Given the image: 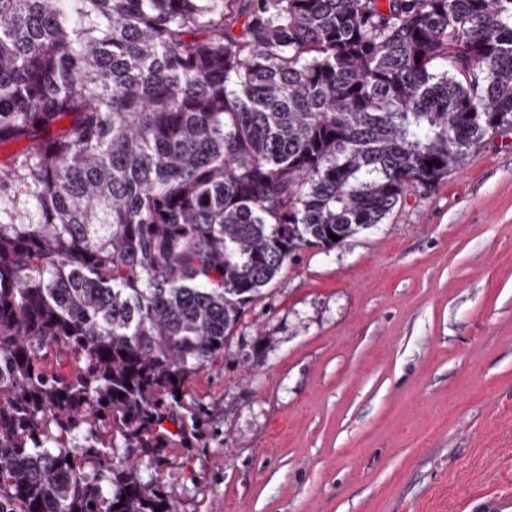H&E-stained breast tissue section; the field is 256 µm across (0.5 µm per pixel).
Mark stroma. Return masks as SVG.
<instances>
[{
	"label": "stroma",
	"mask_w": 512,
	"mask_h": 512,
	"mask_svg": "<svg viewBox=\"0 0 512 512\" xmlns=\"http://www.w3.org/2000/svg\"><path fill=\"white\" fill-rule=\"evenodd\" d=\"M177 512H512V128L333 250L306 246L191 381Z\"/></svg>",
	"instance_id": "stroma-1"
}]
</instances>
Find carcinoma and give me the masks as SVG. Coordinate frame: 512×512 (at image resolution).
<instances>
[{
    "instance_id": "cac0c4a2",
    "label": "carcinoma",
    "mask_w": 512,
    "mask_h": 512,
    "mask_svg": "<svg viewBox=\"0 0 512 512\" xmlns=\"http://www.w3.org/2000/svg\"><path fill=\"white\" fill-rule=\"evenodd\" d=\"M504 128L512 0H0V512H174L246 306Z\"/></svg>"
}]
</instances>
